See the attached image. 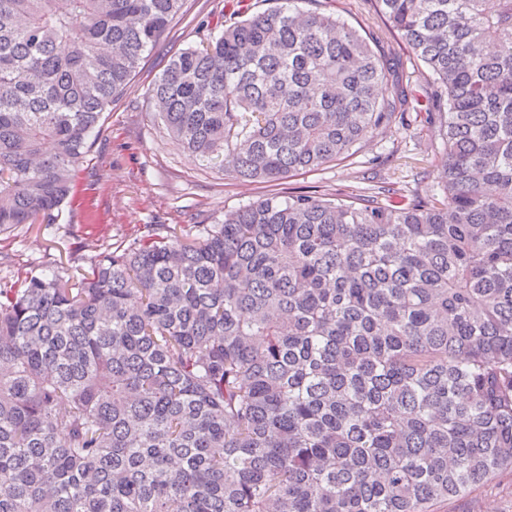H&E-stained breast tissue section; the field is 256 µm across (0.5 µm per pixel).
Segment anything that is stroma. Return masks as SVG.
Listing matches in <instances>:
<instances>
[{"label":"stroma","mask_w":512,"mask_h":512,"mask_svg":"<svg viewBox=\"0 0 512 512\" xmlns=\"http://www.w3.org/2000/svg\"><path fill=\"white\" fill-rule=\"evenodd\" d=\"M268 0H186L184 13L146 53L136 76L104 113L89 140L74 194L51 224H21L0 234V284L54 272L75 276L101 252L120 250L146 225L194 231L224 213L276 193L370 194L384 182L409 196L437 194L438 169L448 151L435 124L420 112L423 65L408 45L377 32L373 48L390 58L388 90L407 94L401 120L357 146L353 156L277 183L244 182L179 148L155 112L150 89L170 59L206 44L223 27L263 12ZM443 512H512V473L495 475L480 490L449 501Z\"/></svg>","instance_id":"1"}]
</instances>
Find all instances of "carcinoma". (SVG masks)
<instances>
[{"label":"carcinoma","instance_id":"cac0c4a2","mask_svg":"<svg viewBox=\"0 0 512 512\" xmlns=\"http://www.w3.org/2000/svg\"><path fill=\"white\" fill-rule=\"evenodd\" d=\"M183 2L0 0V232L61 209ZM297 2L170 60L183 151L272 183L404 112ZM366 2L429 72L441 196L269 194L0 285V512H438L512 470V0Z\"/></svg>","mask_w":512,"mask_h":512}]
</instances>
